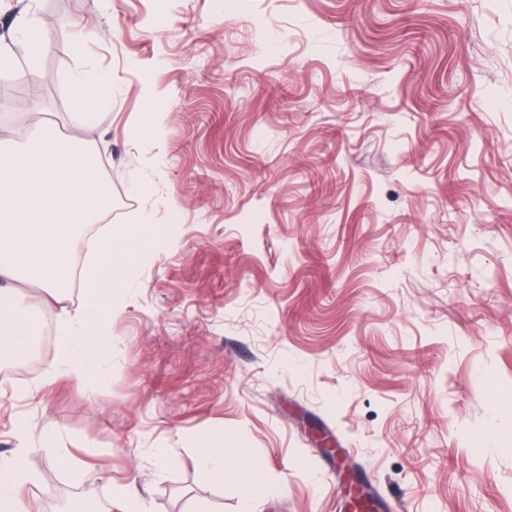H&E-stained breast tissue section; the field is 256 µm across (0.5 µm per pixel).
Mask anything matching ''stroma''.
<instances>
[{
  "label": "stroma",
  "instance_id": "obj_1",
  "mask_svg": "<svg viewBox=\"0 0 512 512\" xmlns=\"http://www.w3.org/2000/svg\"><path fill=\"white\" fill-rule=\"evenodd\" d=\"M56 10L90 25L84 55ZM0 46V124L36 76L22 130L97 157L104 224L180 227L113 293L90 374L48 379L71 336L20 285L55 334L0 363V456L19 421L39 449L27 512H108L119 487L241 512L243 486L201 477L204 431L286 485L252 512H352L358 485L372 512H512V0H0ZM87 65L112 81L91 126ZM146 77L162 133L138 140ZM15 33L27 48L29 64L36 66L41 56L47 51V47L39 38L34 9L17 18ZM73 103L80 112L86 124L92 125L96 122L97 112H91L87 106V94L94 91L99 108H106L112 105V83L108 75L95 68H85L78 71L71 83Z\"/></svg>",
  "mask_w": 512,
  "mask_h": 512
}]
</instances>
